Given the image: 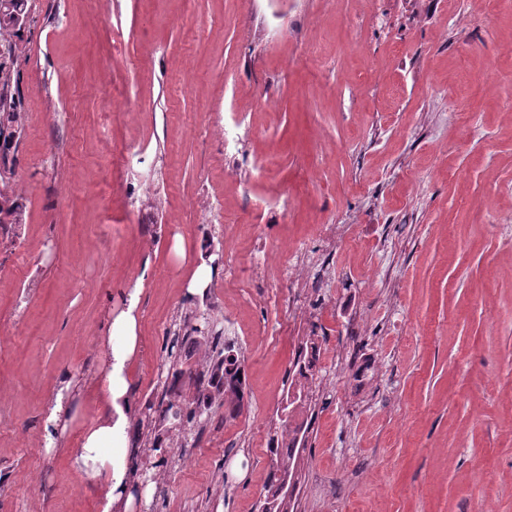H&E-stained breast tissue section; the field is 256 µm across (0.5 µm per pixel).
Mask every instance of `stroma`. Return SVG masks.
<instances>
[{
  "label": "stroma",
  "mask_w": 512,
  "mask_h": 512,
  "mask_svg": "<svg viewBox=\"0 0 512 512\" xmlns=\"http://www.w3.org/2000/svg\"><path fill=\"white\" fill-rule=\"evenodd\" d=\"M27 11L22 210L0 242V512H102L71 457L106 387L98 340L136 285L138 406L171 396L167 336L195 305L245 360L238 416L213 408L158 468L163 512H255L310 335L324 351L295 412L297 512H481L486 497L512 512V0ZM69 378L84 397L49 450L42 419Z\"/></svg>",
  "instance_id": "35a3bbf8"
}]
</instances>
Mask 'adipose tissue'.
<instances>
[{
    "label": "adipose tissue",
    "mask_w": 512,
    "mask_h": 512,
    "mask_svg": "<svg viewBox=\"0 0 512 512\" xmlns=\"http://www.w3.org/2000/svg\"><path fill=\"white\" fill-rule=\"evenodd\" d=\"M139 295L136 288L128 292L125 310L111 317L105 335L99 340L107 386L96 421L83 433L80 450L72 457L75 471L100 483L106 512L132 500L129 443L136 430L138 408L129 364L143 349L138 334Z\"/></svg>",
    "instance_id": "obj_1"
}]
</instances>
